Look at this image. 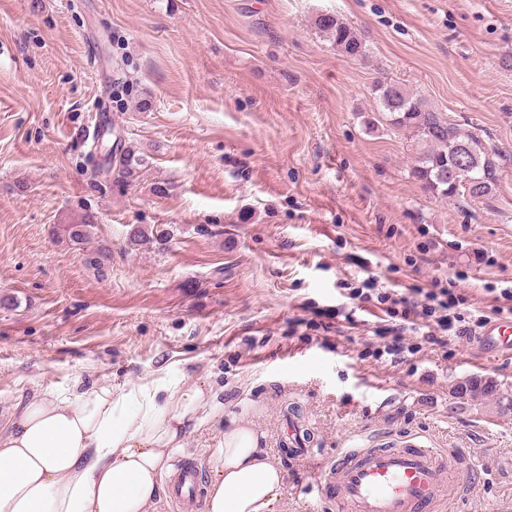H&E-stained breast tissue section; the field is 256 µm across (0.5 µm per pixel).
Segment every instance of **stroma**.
<instances>
[{
    "label": "stroma",
    "mask_w": 512,
    "mask_h": 512,
    "mask_svg": "<svg viewBox=\"0 0 512 512\" xmlns=\"http://www.w3.org/2000/svg\"><path fill=\"white\" fill-rule=\"evenodd\" d=\"M330 13L366 53L314 28ZM510 156L493 198L448 202L411 178L407 132L366 133L378 79ZM147 157L95 175L111 137ZM98 224L104 275L62 241ZM164 235L131 247L128 225ZM456 289L496 320L512 288V0H0V421L37 392L201 380L221 416L184 441L212 473L251 425L284 473L273 512H337L316 482L342 448L414 438L476 469L437 512H512V353L406 329L399 363L376 290ZM478 378L496 392L455 397ZM294 412L313 438L291 458ZM317 33L328 41L336 51L347 58L365 54L364 44L355 29L332 14H321L315 20ZM62 234L71 246L88 244L96 234L97 224H91L87 219L71 224L62 225Z\"/></svg>",
    "instance_id": "1"
}]
</instances>
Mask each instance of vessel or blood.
Returning <instances> with one entry per match:
<instances>
[{"instance_id": "vessel-or-blood-1", "label": "vessel or blood", "mask_w": 512, "mask_h": 512, "mask_svg": "<svg viewBox=\"0 0 512 512\" xmlns=\"http://www.w3.org/2000/svg\"><path fill=\"white\" fill-rule=\"evenodd\" d=\"M481 344L512 350V319L491 321ZM471 464L417 443L399 448H344L327 461L317 482L320 501H340L344 512H426L443 501L450 486L465 487ZM177 512H202L198 466L185 462L168 485Z\"/></svg>"}]
</instances>
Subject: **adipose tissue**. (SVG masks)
Returning a JSON list of instances; mask_svg holds the SVG:
<instances>
[{"mask_svg":"<svg viewBox=\"0 0 512 512\" xmlns=\"http://www.w3.org/2000/svg\"><path fill=\"white\" fill-rule=\"evenodd\" d=\"M218 413L198 383L33 394L0 424V512H156L189 425ZM283 488L253 428L238 425L216 450L206 512H272Z\"/></svg>","mask_w":512,"mask_h":512,"instance_id":"1","label":"adipose tissue"}]
</instances>
